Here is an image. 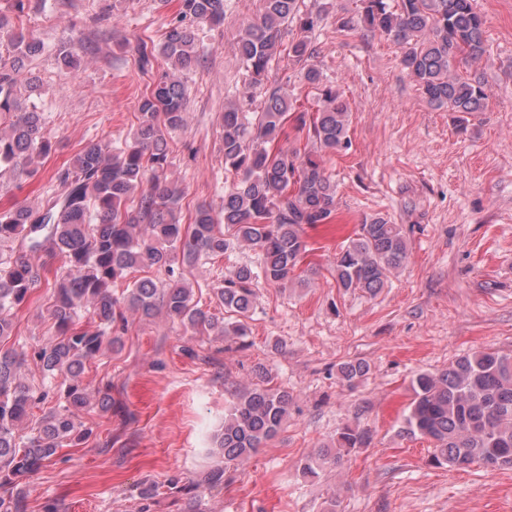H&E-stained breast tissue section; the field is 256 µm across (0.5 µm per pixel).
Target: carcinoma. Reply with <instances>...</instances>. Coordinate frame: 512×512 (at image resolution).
I'll list each match as a JSON object with an SVG mask.
<instances>
[{"label": "carcinoma", "mask_w": 512, "mask_h": 512, "mask_svg": "<svg viewBox=\"0 0 512 512\" xmlns=\"http://www.w3.org/2000/svg\"><path fill=\"white\" fill-rule=\"evenodd\" d=\"M225 0H178L163 40H142L137 64L143 71L162 57L167 70L147 86L138 102V124L131 141L120 147L87 143L72 166L59 172L56 188L39 207L20 206L0 213V245L19 241L20 249L0 251V340L12 335L7 312L22 305L42 278L28 254L44 251L58 259L53 271L50 317L55 334L34 358L43 376L63 379L59 404L20 434L31 410L46 402L50 387L23 379V354L0 346V512H26L28 480L57 454L62 443L92 434L85 415L112 410V386L93 391L83 383L90 362L104 350L121 346L127 313L150 319L158 313L186 332L218 337L248 335L259 281L284 285L307 253L305 227L326 224L336 211V184L327 174L323 154L348 148V103L331 86L321 89L316 111L296 112L288 91L264 86L276 58L304 64L300 82L317 86L319 70L311 34L318 13L302 12L299 0H262V12L236 42L249 76L248 89H263L253 121L236 103L224 106V170L233 175L217 215L197 204L192 222L180 223L184 194L169 180L170 147L166 133L184 125L188 89L182 74L204 55L199 31L224 21ZM357 23L390 38L401 48L400 63L419 86L427 103L460 114L482 112L489 92L478 76L459 69L485 53V20L473 0H362ZM25 0L0 11V166L23 165L37 171L52 144L43 132L41 113L25 111L21 86L36 88L24 77L27 62L44 50L27 26ZM296 23L299 33L282 44V29ZM306 132L310 150L281 144L288 117ZM235 246L262 255L259 270L238 266L212 288L224 308L220 318L204 309L194 289L174 278V265L194 267L224 257ZM409 242L401 225L386 214L363 220L359 232L333 261L336 285L345 291L375 294L408 260ZM163 270L169 280L148 276ZM143 276L127 281L128 275ZM126 282L121 292L114 286ZM89 308L98 329H74L79 310ZM366 362L338 365L339 379L352 388L367 375ZM413 400L402 433L428 438L429 463L466 469H512V355L483 349L456 359L438 372L412 380ZM291 394L266 385L231 394L224 425L215 437L218 454L230 465L248 459L272 441L287 417ZM370 441L368 430L344 425L329 443L300 464L303 476L316 478L355 448Z\"/></svg>", "instance_id": "cac0c4a2"}]
</instances>
